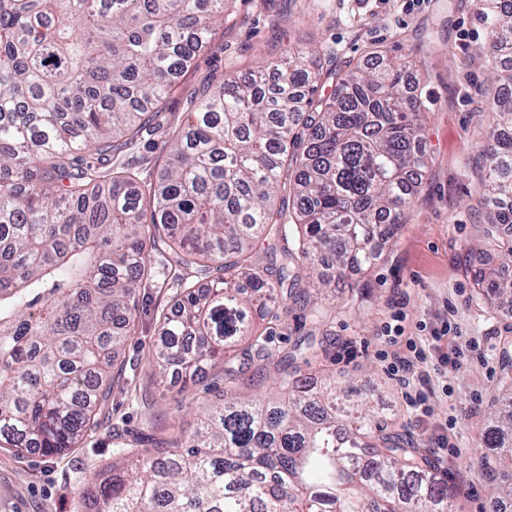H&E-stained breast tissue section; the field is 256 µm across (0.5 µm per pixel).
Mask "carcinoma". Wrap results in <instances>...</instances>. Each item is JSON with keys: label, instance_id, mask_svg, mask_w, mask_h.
Here are the masks:
<instances>
[{"label": "carcinoma", "instance_id": "obj_1", "mask_svg": "<svg viewBox=\"0 0 512 512\" xmlns=\"http://www.w3.org/2000/svg\"><path fill=\"white\" fill-rule=\"evenodd\" d=\"M495 93L484 100L480 241L512 263V8L479 0ZM224 21V0H0V442L56 455L93 429L111 371L135 332L137 288L153 252L177 246V268L224 276L182 288L160 317L161 393L170 370L224 360L232 386L198 426L158 454L115 449L84 492L93 512H452L443 479L387 431L352 389L325 374L301 392L251 399L231 353L269 356L254 312L292 300L316 318L308 286L329 264L371 267L378 242L406 223L426 172L422 117L407 94L424 63L373 51L325 71L300 46L284 66L209 83L186 124L160 120L176 75ZM331 83L328 95L316 94ZM163 138L167 163L140 182L114 139ZM288 208L275 207L279 193ZM267 242V260L253 253ZM484 304L512 295L495 270L474 271ZM482 460L492 501L512 507V409Z\"/></svg>", "mask_w": 512, "mask_h": 512}]
</instances>
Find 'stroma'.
Here are the masks:
<instances>
[{
  "instance_id": "stroma-1",
  "label": "stroma",
  "mask_w": 512,
  "mask_h": 512,
  "mask_svg": "<svg viewBox=\"0 0 512 512\" xmlns=\"http://www.w3.org/2000/svg\"><path fill=\"white\" fill-rule=\"evenodd\" d=\"M489 30L477 0H224V23L207 48L179 74L165 100L169 128L185 124L194 100L213 78L244 77L278 62L301 45L339 68L381 47L394 61L418 58L431 74L437 102L423 118L429 165L406 224L382 244L364 272L334 275L322 297L323 325L299 307L263 329L271 353L243 378L247 396L274 392L275 367L308 336L326 338L330 370L345 386L365 391L400 436L419 448L452 492L455 512H491L490 482L481 466L485 432L494 424L491 402L512 366V307L504 298L479 306L469 268H492L512 280V263L476 247L483 220L475 208L481 143L486 137L481 100L491 93L483 62ZM177 291L140 288L136 330L120 357L121 372L97 415L93 432L60 455L0 447V512H85L81 496L90 477L112 463L114 434L143 449L165 445L193 430L197 403H215L224 391V364L202 366L195 380L170 377L159 396L153 353L159 316ZM402 317L406 334L445 359L427 386L428 410H411L400 381L380 358L386 325ZM451 324L452 336L433 341ZM449 434L452 447L436 443Z\"/></svg>"
}]
</instances>
